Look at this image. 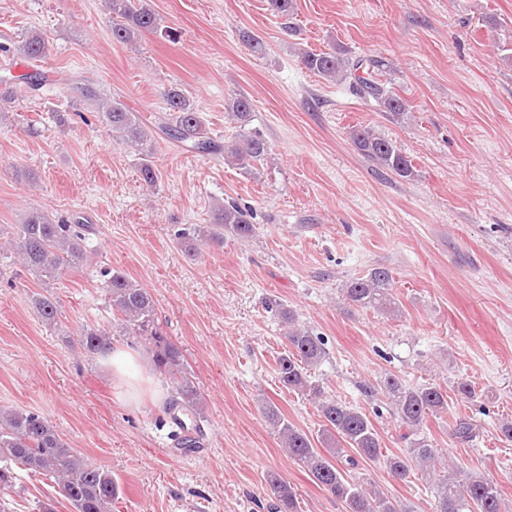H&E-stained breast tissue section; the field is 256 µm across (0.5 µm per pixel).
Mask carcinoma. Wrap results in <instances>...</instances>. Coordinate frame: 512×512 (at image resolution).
Segmentation results:
<instances>
[{
    "label": "carcinoma",
    "mask_w": 512,
    "mask_h": 512,
    "mask_svg": "<svg viewBox=\"0 0 512 512\" xmlns=\"http://www.w3.org/2000/svg\"><path fill=\"white\" fill-rule=\"evenodd\" d=\"M270 11L291 20L293 0H267ZM112 13L113 39L129 43L144 31H157L156 15L146 0H109ZM44 38L31 33L14 47V52L36 63L46 53ZM304 66L324 79L355 80L360 96L374 101L396 121L408 119L407 100L383 81L389 63L376 56L352 60L339 48L328 52L304 51ZM77 100L96 106L101 125L112 133L117 143L131 146L141 155L139 173L148 186L159 179L154 164L155 136L179 144L184 150L201 156H224L241 169H249L265 160L270 147L265 139L250 128L252 107L244 95L226 104L227 114L236 124V134L228 142L212 134L201 113L177 87L165 94L162 115L146 123L119 99L107 100L90 83L75 86ZM354 148L364 158L403 179L414 177V166L393 140L375 130L354 126L349 131ZM85 225L79 221L67 224L54 221L42 211L32 212L24 223L12 227L9 243L13 245L23 267L44 280L57 278L71 263L84 255ZM247 240L256 233L249 209L229 202L215 207L212 222L196 227L193 232L179 233L190 256H195V242L224 244V234ZM105 278L112 312L117 323L110 328L85 325L77 333V341L86 355L95 358L112 349V332L121 336H144L152 351L156 369L171 376L175 395L166 413L178 424L184 436L178 438L179 450L192 453L198 448L190 432L200 429L201 395L189 378L182 349L156 321V302L151 293L133 284L124 273L106 268ZM393 276L386 267L370 269L366 275L344 284L343 297L348 304L362 309L393 313ZM30 302L36 315L49 326L58 324L57 307L51 296L34 292ZM287 327V349L277 357L276 374L283 388L306 393L318 402L323 418L321 440L316 448L309 436L289 423L274 404L266 402L262 411L277 430L288 455L302 462L313 481L344 504L345 512H409L380 493L363 486L354 476L359 461H374L381 456L378 433L361 410L324 396L311 382L308 368L321 363L327 352L324 340L309 329L296 324L295 314L277 299L267 303ZM382 393L390 401L392 416L406 448L385 457L386 468L396 480L405 481L414 467H428L442 461V456L424 432L429 416L448 411V391L438 385L407 386L397 377L387 375L368 387V393ZM449 435L461 443L476 436L477 424L467 416H458L448 425ZM21 468L45 477L56 485L59 495L69 503L72 512H110L112 502L119 499L122 488L112 472L90 462L69 447L43 415L29 410L0 412V512H7L1 495L15 480V469ZM267 484L275 498L274 512H298L296 497L288 482L277 474L267 476ZM432 512H503L501 490L492 479L469 476L457 480L450 474L435 479Z\"/></svg>",
    "instance_id": "cac0c4a2"
}]
</instances>
